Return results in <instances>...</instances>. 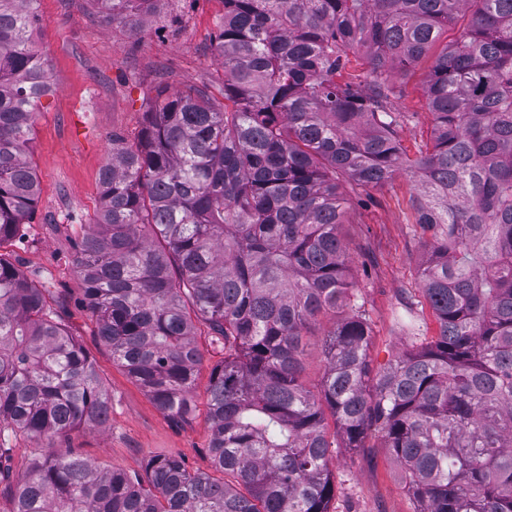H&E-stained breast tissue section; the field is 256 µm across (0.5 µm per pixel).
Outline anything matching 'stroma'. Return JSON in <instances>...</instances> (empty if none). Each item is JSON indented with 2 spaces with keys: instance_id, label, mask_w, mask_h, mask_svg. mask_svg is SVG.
Instances as JSON below:
<instances>
[{
  "instance_id": "obj_1",
  "label": "stroma",
  "mask_w": 512,
  "mask_h": 512,
  "mask_svg": "<svg viewBox=\"0 0 512 512\" xmlns=\"http://www.w3.org/2000/svg\"><path fill=\"white\" fill-rule=\"evenodd\" d=\"M35 7L41 27L34 39L48 58L53 92L42 98L34 124L32 162L40 194L12 252L24 275L44 289L89 353L112 400L104 427L72 431L59 444L108 470L140 474L149 458L175 456L189 471L213 473L207 390L212 367L224 358L223 345L205 324H198L202 363L192 391L194 410L183 420L165 416L113 362L110 348L99 338L75 258L78 243L98 219L100 171L112 151L113 135L134 141L158 91L166 86L205 85L216 101H223L224 67L212 45L222 5L220 0H160L135 32L125 22L111 20L100 0H37ZM431 64V58H423L397 78L403 91L397 102L404 114L403 144L412 157L431 142L434 120L422 91ZM341 191L349 274L357 286L356 302L367 314L370 356L379 367L437 334L420 292L418 269L426 237L410 205L415 181L401 172L375 188L345 180ZM408 311L419 324L414 336L398 323ZM346 314L337 309L312 326L302 357L306 387L319 385L323 336ZM333 472L336 495L330 512H414L380 435H370L363 447L339 449Z\"/></svg>"
}]
</instances>
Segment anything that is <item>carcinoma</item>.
Segmentation results:
<instances>
[{"label": "carcinoma", "mask_w": 512, "mask_h": 512, "mask_svg": "<svg viewBox=\"0 0 512 512\" xmlns=\"http://www.w3.org/2000/svg\"><path fill=\"white\" fill-rule=\"evenodd\" d=\"M35 0H0V483L9 512H329L341 436L376 432L415 512H512V0H219L222 105L163 88L136 141L112 136L100 212L77 252L85 305L112 359L171 418L191 409L194 320L224 343L210 373L209 453L220 476L151 457L142 476L57 446L104 426L94 363L4 246L35 209L28 160L52 92ZM136 27L160 0H100ZM435 56L431 148L408 156L396 75ZM363 50L362 75L346 73ZM417 179L430 238L418 274L438 325L384 367L361 306L322 342L318 391L301 381L317 318L355 284L336 176ZM334 431H329L327 418ZM42 442L13 476L7 432Z\"/></svg>", "instance_id": "1"}]
</instances>
